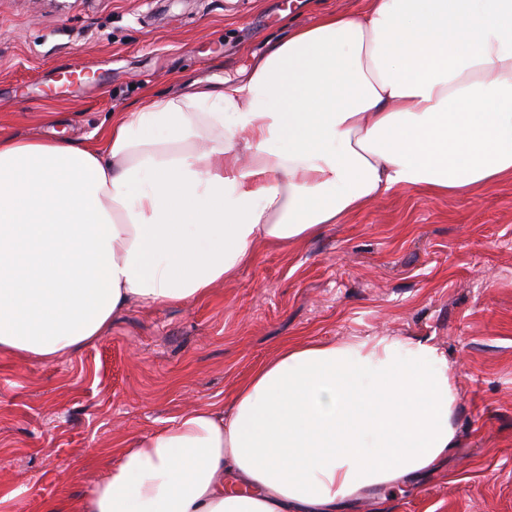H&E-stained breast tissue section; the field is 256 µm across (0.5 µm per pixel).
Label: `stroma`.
<instances>
[{"instance_id":"stroma-1","label":"stroma","mask_w":512,"mask_h":512,"mask_svg":"<svg viewBox=\"0 0 512 512\" xmlns=\"http://www.w3.org/2000/svg\"><path fill=\"white\" fill-rule=\"evenodd\" d=\"M364 0H0V135L84 144L145 92L234 80L287 25ZM69 78L65 90L57 82ZM415 336L444 352L457 444L388 512H512V176L397 188L201 301L133 304L44 363L0 356V512H65L136 437L230 402L284 337Z\"/></svg>"}]
</instances>
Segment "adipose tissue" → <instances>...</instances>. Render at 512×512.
Segmentation results:
<instances>
[{
  "mask_svg": "<svg viewBox=\"0 0 512 512\" xmlns=\"http://www.w3.org/2000/svg\"><path fill=\"white\" fill-rule=\"evenodd\" d=\"M512 175V0H366L101 139L0 137V354L49 362L133 303L202 300L399 186ZM430 339L284 340L226 406L137 438L71 512H343L456 445Z\"/></svg>",
  "mask_w": 512,
  "mask_h": 512,
  "instance_id": "1",
  "label": "adipose tissue"
}]
</instances>
